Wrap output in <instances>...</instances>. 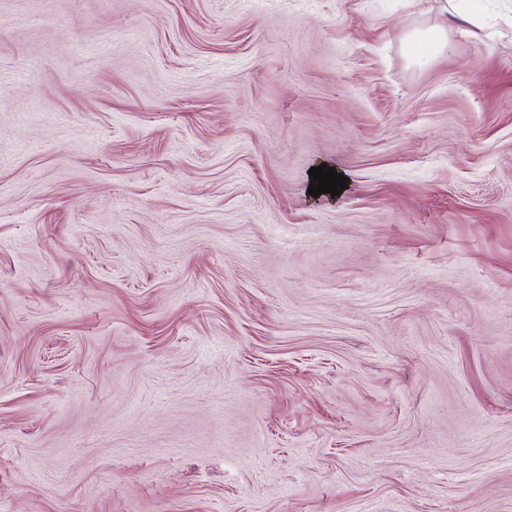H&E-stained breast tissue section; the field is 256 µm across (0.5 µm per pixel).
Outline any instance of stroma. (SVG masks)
<instances>
[{"mask_svg": "<svg viewBox=\"0 0 512 512\" xmlns=\"http://www.w3.org/2000/svg\"><path fill=\"white\" fill-rule=\"evenodd\" d=\"M0 512H512V0H0ZM447 38L444 27H436L431 30L415 34L409 39L410 45L415 53L424 50H435L445 45Z\"/></svg>", "mask_w": 512, "mask_h": 512, "instance_id": "stroma-1", "label": "stroma"}]
</instances>
